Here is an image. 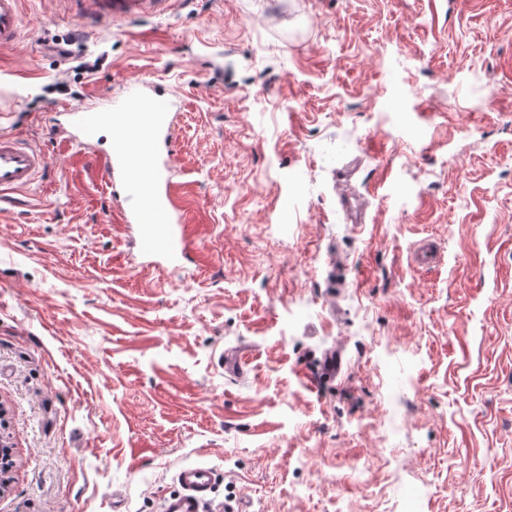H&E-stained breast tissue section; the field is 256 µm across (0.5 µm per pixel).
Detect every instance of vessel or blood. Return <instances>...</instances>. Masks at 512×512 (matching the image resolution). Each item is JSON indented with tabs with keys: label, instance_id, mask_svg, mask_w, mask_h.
<instances>
[{
	"label": "vessel or blood",
	"instance_id": "b4317fda",
	"mask_svg": "<svg viewBox=\"0 0 512 512\" xmlns=\"http://www.w3.org/2000/svg\"><path fill=\"white\" fill-rule=\"evenodd\" d=\"M72 11L90 26L132 19L145 14L157 0H66ZM20 0H0V46L15 43L20 36ZM177 104L173 92L142 82L124 84L116 98H95L93 105L63 110L61 117L72 138L82 146L89 162L107 187L120 190L130 206L121 216L137 233L141 254L163 259L177 271L199 264L195 225L186 221V208L179 204L170 177L168 156L174 151L172 114ZM121 129L108 151L96 150L102 130ZM142 151L150 159L145 171L132 168L130 156ZM47 159L41 149L16 136L0 135V204L7 193L32 184L44 171ZM181 490L164 500L162 512H203L215 476L204 465L181 467L177 474Z\"/></svg>",
	"mask_w": 512,
	"mask_h": 512
}]
</instances>
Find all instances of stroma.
Masks as SVG:
<instances>
[{
    "mask_svg": "<svg viewBox=\"0 0 512 512\" xmlns=\"http://www.w3.org/2000/svg\"><path fill=\"white\" fill-rule=\"evenodd\" d=\"M20 29L0 135L47 166L0 207V512H159L192 464L248 512H512V0H21ZM128 81L182 99L200 271L141 256L55 124ZM72 11L94 27L111 24L114 19H132L145 14L163 0H64Z\"/></svg>",
    "mask_w": 512,
    "mask_h": 512,
    "instance_id": "35a3bbf8",
    "label": "stroma"
}]
</instances>
